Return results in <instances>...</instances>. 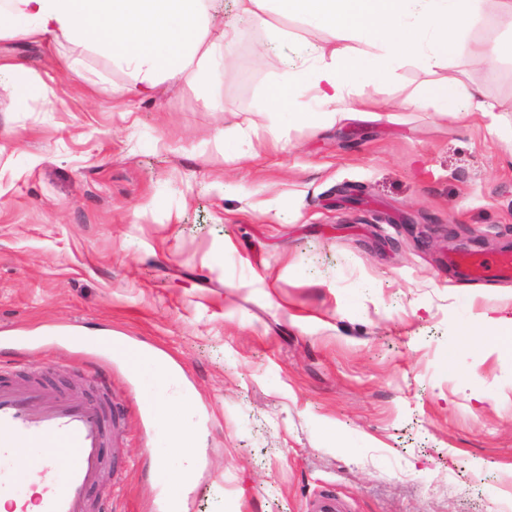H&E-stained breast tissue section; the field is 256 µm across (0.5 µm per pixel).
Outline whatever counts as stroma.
Wrapping results in <instances>:
<instances>
[{"mask_svg": "<svg viewBox=\"0 0 512 512\" xmlns=\"http://www.w3.org/2000/svg\"><path fill=\"white\" fill-rule=\"evenodd\" d=\"M248 20L223 69L170 81L124 111L108 54L61 36L0 39L39 93L0 85V363L86 398L112 382L122 444L105 445L109 512H159L161 432L124 346L177 366L201 435L184 512H512V353L463 345L512 316V280L447 262L448 231L512 250V61L466 50L405 66L323 128L249 130L266 93L317 36ZM512 38L485 4L468 45ZM482 86L495 117L444 118L423 86ZM385 221H377V213ZM424 224L426 236L412 227ZM90 331L117 346L96 351Z\"/></svg>", "mask_w": 512, "mask_h": 512, "instance_id": "stroma-1", "label": "stroma"}]
</instances>
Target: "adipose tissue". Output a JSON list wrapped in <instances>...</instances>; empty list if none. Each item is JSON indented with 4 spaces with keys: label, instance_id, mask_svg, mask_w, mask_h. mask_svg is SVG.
Segmentation results:
<instances>
[{
    "label": "adipose tissue",
    "instance_id": "ef3b65f1",
    "mask_svg": "<svg viewBox=\"0 0 512 512\" xmlns=\"http://www.w3.org/2000/svg\"><path fill=\"white\" fill-rule=\"evenodd\" d=\"M239 13L276 41L288 38L273 17L302 16L321 34L310 65L284 73L268 93L261 126L275 131L302 118L300 99L314 103L327 126L360 111L358 87L410 65L429 70L450 59L484 0H236ZM213 0H9L0 6V37L52 40L66 35L86 48L108 53L133 79L116 89L123 105L153 96L165 82L187 79L224 61L235 43V23L214 33ZM363 42L365 50L354 49ZM440 111L466 117L495 112L480 87L449 75L435 85ZM139 374L163 434L153 455L168 493L183 501L193 485L197 435L195 412L175 364L158 355Z\"/></svg>",
    "mask_w": 512,
    "mask_h": 512
}]
</instances>
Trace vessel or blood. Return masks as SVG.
I'll return each instance as SVG.
<instances>
[{
	"label": "vessel or blood",
	"instance_id": "1",
	"mask_svg": "<svg viewBox=\"0 0 512 512\" xmlns=\"http://www.w3.org/2000/svg\"><path fill=\"white\" fill-rule=\"evenodd\" d=\"M448 263L468 277L491 272L512 278L511 251L491 263L457 254L449 256ZM111 408L108 392L97 399L64 396L36 381L0 376V499L20 496L21 465L46 470L62 455L65 470L40 497V512H102L103 502L91 498L89 490L106 475L100 450L107 439Z\"/></svg>",
	"mask_w": 512,
	"mask_h": 512
}]
</instances>
